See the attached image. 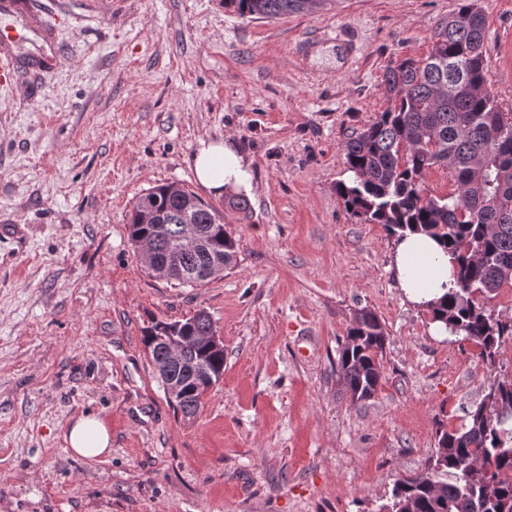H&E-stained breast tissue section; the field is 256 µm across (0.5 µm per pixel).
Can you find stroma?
<instances>
[{
	"label": "stroma",
	"mask_w": 512,
	"mask_h": 512,
	"mask_svg": "<svg viewBox=\"0 0 512 512\" xmlns=\"http://www.w3.org/2000/svg\"><path fill=\"white\" fill-rule=\"evenodd\" d=\"M18 83L0 84V512H377L423 471L439 427L512 380L397 286L396 239L347 213L344 145L389 104L386 70L424 58L459 0H328L278 19L224 0H28ZM486 69L512 110V0H479ZM58 52L52 71L43 59ZM251 174L225 209L233 263L201 285L148 274L127 216L198 182L201 142ZM388 340L373 398L336 373L357 310ZM211 316L224 374L174 412L142 343L151 322ZM105 423L108 456L65 442ZM69 449L79 456H98L111 451V436L105 424L94 417L75 419L66 435Z\"/></svg>",
	"instance_id": "35a3bbf8"
}]
</instances>
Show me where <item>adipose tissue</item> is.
I'll list each match as a JSON object with an SVG mask.
<instances>
[{
    "label": "adipose tissue",
    "mask_w": 512,
    "mask_h": 512,
    "mask_svg": "<svg viewBox=\"0 0 512 512\" xmlns=\"http://www.w3.org/2000/svg\"><path fill=\"white\" fill-rule=\"evenodd\" d=\"M194 168L199 183L216 196L239 191L250 179L242 157L221 142L202 144L194 158ZM393 265L407 299L422 309L432 310L457 288L455 254L427 234L409 233L399 239ZM66 442L73 453L84 457L111 449L108 428L101 420L88 416L71 423Z\"/></svg>",
    "instance_id": "ef3b65f1"
}]
</instances>
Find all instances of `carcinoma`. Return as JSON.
<instances>
[{"label":"carcinoma","mask_w":512,"mask_h":512,"mask_svg":"<svg viewBox=\"0 0 512 512\" xmlns=\"http://www.w3.org/2000/svg\"><path fill=\"white\" fill-rule=\"evenodd\" d=\"M314 0H224L243 17L276 18L311 9ZM485 17L476 0H461L438 25L431 53L406 58L386 71L392 104L346 142L351 183L337 194L346 210L392 234L425 232L457 254L458 289L438 311L451 334L475 342L495 363L512 320L485 305L512 281V112L502 111L486 77ZM449 171L456 191L436 197L423 186L425 172ZM198 235L182 248L187 226ZM129 240L155 244L168 263L171 283L200 285L230 265L236 240L224 211L175 184L156 185L134 203ZM215 333L204 311L173 322L156 321L143 345L161 384L178 387L168 399L182 417H195L203 395L224 374V353L211 347ZM182 341L185 366L159 364L165 341ZM387 336L371 310L362 308L348 329L339 358V379L351 402L371 399L380 385V356ZM462 430L438 429L437 446L419 477L396 482L379 512H512V381L492 384L468 411Z\"/></svg>","instance_id":"cac0c4a2"}]
</instances>
